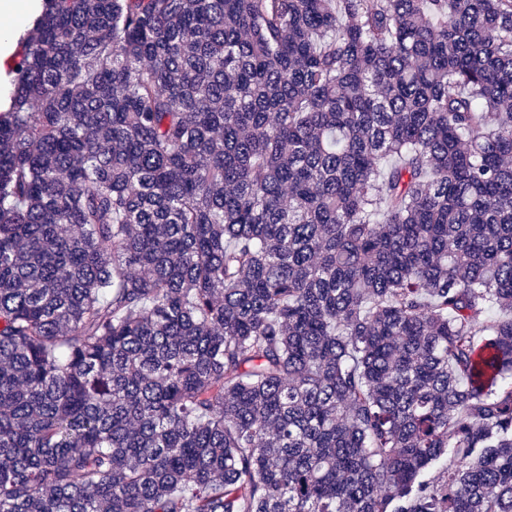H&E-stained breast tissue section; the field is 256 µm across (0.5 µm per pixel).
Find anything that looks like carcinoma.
<instances>
[{"label":"carcinoma","mask_w":512,"mask_h":512,"mask_svg":"<svg viewBox=\"0 0 512 512\" xmlns=\"http://www.w3.org/2000/svg\"><path fill=\"white\" fill-rule=\"evenodd\" d=\"M41 2L0 512H512V0Z\"/></svg>","instance_id":"carcinoma-1"}]
</instances>
